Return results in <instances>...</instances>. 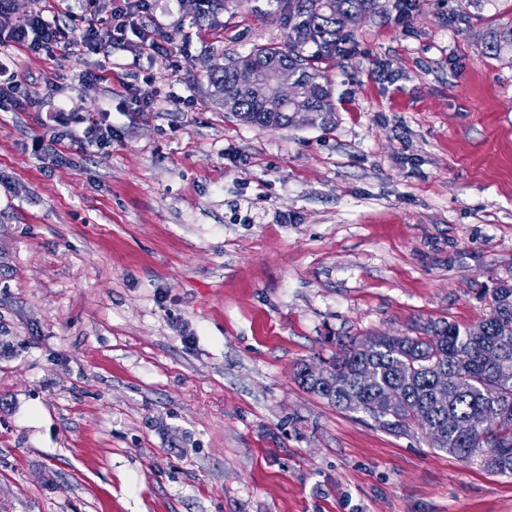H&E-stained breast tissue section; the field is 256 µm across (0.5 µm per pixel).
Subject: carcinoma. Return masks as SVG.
<instances>
[{
	"mask_svg": "<svg viewBox=\"0 0 512 512\" xmlns=\"http://www.w3.org/2000/svg\"><path fill=\"white\" fill-rule=\"evenodd\" d=\"M288 32L282 43L259 44L248 57L274 70L299 72L300 97L285 112L262 108L263 89L239 87L240 62L208 74L210 97L217 105L233 96L235 116L265 128L299 127L312 116L333 111L331 88L322 64L336 58L338 43L347 42L375 9L376 0H284ZM512 49V21L489 28L484 53L497 58ZM489 315L460 328L434 322L417 336H363L336 341V356L327 376L315 379L300 367L296 378L313 393L343 411L364 413L380 427L404 433L421 429L432 447L464 464L479 463L493 474L512 475V285L484 292ZM375 371L364 387L358 373ZM395 387L402 400L392 407L384 393Z\"/></svg>",
	"mask_w": 512,
	"mask_h": 512,
	"instance_id": "carcinoma-1",
	"label": "carcinoma"
}]
</instances>
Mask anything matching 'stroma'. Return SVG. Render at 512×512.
<instances>
[{"label": "stroma", "mask_w": 512, "mask_h": 512, "mask_svg": "<svg viewBox=\"0 0 512 512\" xmlns=\"http://www.w3.org/2000/svg\"><path fill=\"white\" fill-rule=\"evenodd\" d=\"M395 5L328 63L332 123L276 130L208 73L284 39L280 0H152L166 54L0 43L31 99L0 112V512H512V477L295 376L512 284V0ZM484 53L497 58L505 49H512V21L489 28L484 39ZM104 116H91L81 136L74 138L77 149L83 153L101 152L112 145V124H107Z\"/></svg>", "instance_id": "obj_1"}]
</instances>
